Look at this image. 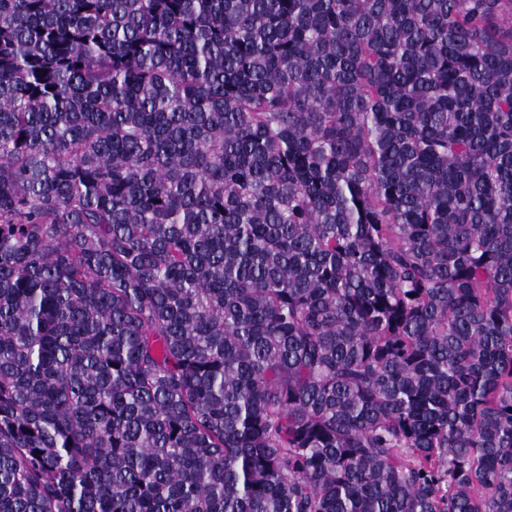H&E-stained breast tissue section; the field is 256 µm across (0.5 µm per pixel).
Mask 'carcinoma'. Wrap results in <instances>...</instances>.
Here are the masks:
<instances>
[{
    "mask_svg": "<svg viewBox=\"0 0 512 512\" xmlns=\"http://www.w3.org/2000/svg\"><path fill=\"white\" fill-rule=\"evenodd\" d=\"M0 512H512V0H0Z\"/></svg>",
    "mask_w": 512,
    "mask_h": 512,
    "instance_id": "carcinoma-1",
    "label": "carcinoma"
}]
</instances>
